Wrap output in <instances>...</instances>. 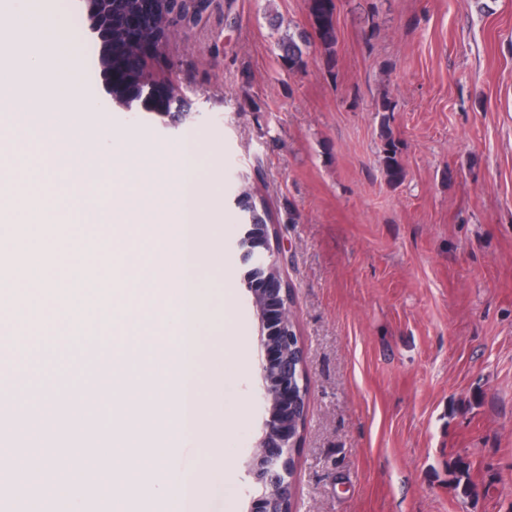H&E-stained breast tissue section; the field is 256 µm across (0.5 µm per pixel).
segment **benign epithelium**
Here are the masks:
<instances>
[{
  "instance_id": "obj_1",
  "label": "benign epithelium",
  "mask_w": 512,
  "mask_h": 512,
  "mask_svg": "<svg viewBox=\"0 0 512 512\" xmlns=\"http://www.w3.org/2000/svg\"><path fill=\"white\" fill-rule=\"evenodd\" d=\"M87 37L100 42L101 83L103 95L112 99V83L116 74L106 62L112 59V0H87ZM147 15L143 11L125 15L120 25L134 51L128 57L123 78L128 91L120 105L127 110H145V105L171 95L166 81L134 78L147 58L158 53L169 33L164 31L154 42H142L138 33ZM252 228L240 225L234 250L245 269L244 285L251 296L258 320L260 352L258 398L263 407V421L250 455L242 461L253 491L248 512H295L290 465L307 417L308 388L297 379H306L304 351L301 344H292L298 328L291 327L292 294L283 277V253L277 226L268 225L267 236L259 247L244 240ZM294 348H289V345Z\"/></svg>"
}]
</instances>
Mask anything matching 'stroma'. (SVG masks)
Listing matches in <instances>:
<instances>
[{"instance_id":"35a3bbf8","label":"stroma","mask_w":512,"mask_h":512,"mask_svg":"<svg viewBox=\"0 0 512 512\" xmlns=\"http://www.w3.org/2000/svg\"><path fill=\"white\" fill-rule=\"evenodd\" d=\"M336 5L335 65L315 42L291 72L270 20L310 29L308 0H198L147 65L187 96L183 123L97 90V111L61 118L106 166L122 141L159 157L189 136L199 144L223 247L199 272V343L244 339L242 410L226 423L224 473L204 512H246L240 462L262 421L258 321L230 248L246 179L278 224L306 358L297 512H512V0ZM385 122L405 170L396 185ZM81 349L59 338L13 387L35 404L43 386L82 387ZM210 455L178 438L162 466L186 475Z\"/></svg>"}]
</instances>
